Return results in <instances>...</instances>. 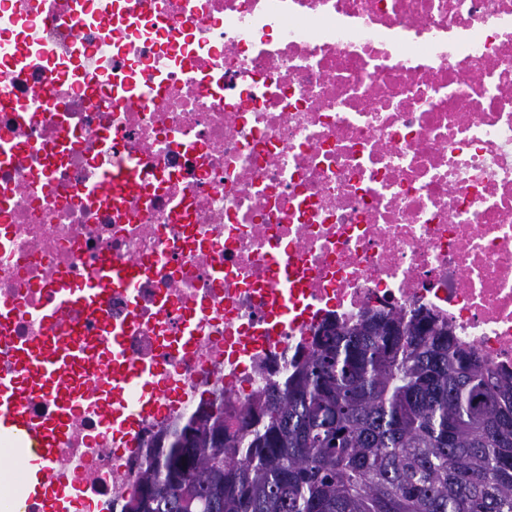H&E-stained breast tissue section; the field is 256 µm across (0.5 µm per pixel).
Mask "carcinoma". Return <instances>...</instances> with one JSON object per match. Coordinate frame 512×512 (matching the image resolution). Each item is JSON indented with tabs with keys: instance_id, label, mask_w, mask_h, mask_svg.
<instances>
[{
	"instance_id": "cac0c4a2",
	"label": "carcinoma",
	"mask_w": 512,
	"mask_h": 512,
	"mask_svg": "<svg viewBox=\"0 0 512 512\" xmlns=\"http://www.w3.org/2000/svg\"><path fill=\"white\" fill-rule=\"evenodd\" d=\"M122 512H512V372L428 311L331 320L224 422L145 449Z\"/></svg>"
}]
</instances>
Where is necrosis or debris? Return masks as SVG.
Returning a JSON list of instances; mask_svg holds the SVG:
<instances>
[{"label": "necrosis or debris", "mask_w": 512, "mask_h": 512, "mask_svg": "<svg viewBox=\"0 0 512 512\" xmlns=\"http://www.w3.org/2000/svg\"><path fill=\"white\" fill-rule=\"evenodd\" d=\"M61 288L106 301L52 325ZM417 309L512 372V0H0V376L44 414L17 346L81 347L80 512L324 321Z\"/></svg>", "instance_id": "1"}]
</instances>
